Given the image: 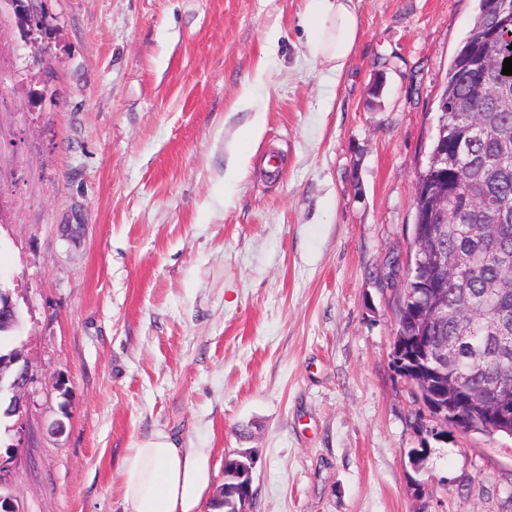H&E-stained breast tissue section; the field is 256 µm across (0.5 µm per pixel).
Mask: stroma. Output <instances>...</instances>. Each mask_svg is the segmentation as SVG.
Segmentation results:
<instances>
[{"instance_id":"stroma-1","label":"stroma","mask_w":512,"mask_h":512,"mask_svg":"<svg viewBox=\"0 0 512 512\" xmlns=\"http://www.w3.org/2000/svg\"><path fill=\"white\" fill-rule=\"evenodd\" d=\"M353 4L338 76L307 0H32L35 40L0 0L22 512H125L120 463L157 431L211 449L218 486L250 452L246 512H512V439L435 436L392 357L415 175L479 0ZM247 77L264 130L228 190ZM13 365H15L14 377L11 380V383L7 386L8 392L12 395V408L11 412L15 416H17V420L13 425V431H15L16 435V446L15 449L23 448L24 444V417L23 410L26 405V400H24V393L27 391L28 386L33 381V377L31 374L30 365L26 358L23 356L14 360ZM23 415V416H22ZM15 449L13 451H15Z\"/></svg>"}]
</instances>
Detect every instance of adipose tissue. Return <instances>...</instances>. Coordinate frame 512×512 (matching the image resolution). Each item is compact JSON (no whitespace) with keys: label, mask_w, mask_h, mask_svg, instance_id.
<instances>
[{"label":"adipose tissue","mask_w":512,"mask_h":512,"mask_svg":"<svg viewBox=\"0 0 512 512\" xmlns=\"http://www.w3.org/2000/svg\"><path fill=\"white\" fill-rule=\"evenodd\" d=\"M309 17L315 62L342 74L360 32L352 0H311ZM212 462L211 449L180 448L168 434H152L122 460L126 512H204L213 497Z\"/></svg>","instance_id":"adipose-tissue-1"}]
</instances>
